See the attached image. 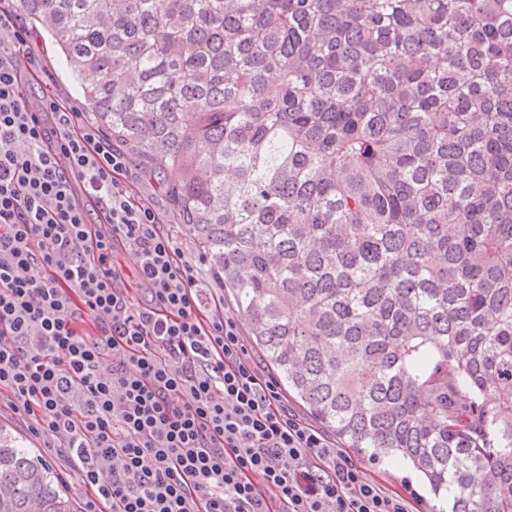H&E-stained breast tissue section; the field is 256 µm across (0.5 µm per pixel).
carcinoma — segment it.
Wrapping results in <instances>:
<instances>
[{"mask_svg": "<svg viewBox=\"0 0 512 512\" xmlns=\"http://www.w3.org/2000/svg\"><path fill=\"white\" fill-rule=\"evenodd\" d=\"M13 9L191 226L288 395L451 512H512V0ZM0 512H77L1 427Z\"/></svg>", "mask_w": 512, "mask_h": 512, "instance_id": "carcinoma-1", "label": "carcinoma"}]
</instances>
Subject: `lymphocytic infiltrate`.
Segmentation results:
<instances>
[{"instance_id": "lymphocytic-infiltrate-1", "label": "lymphocytic infiltrate", "mask_w": 512, "mask_h": 512, "mask_svg": "<svg viewBox=\"0 0 512 512\" xmlns=\"http://www.w3.org/2000/svg\"><path fill=\"white\" fill-rule=\"evenodd\" d=\"M0 30V397L76 478L83 512H412L288 411L205 257L133 198L129 154L57 92L30 104L13 51L28 32L1 8ZM121 251L143 298L121 285Z\"/></svg>"}]
</instances>
